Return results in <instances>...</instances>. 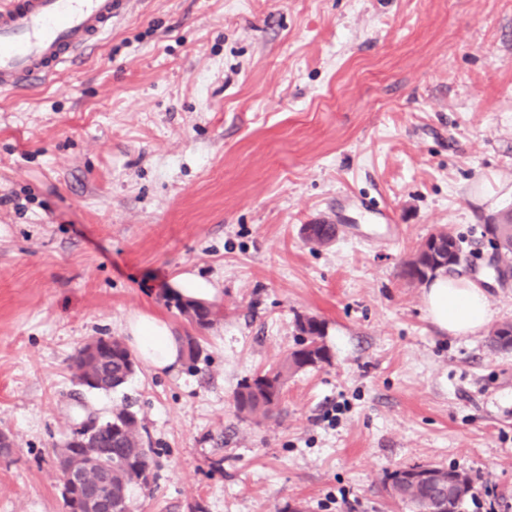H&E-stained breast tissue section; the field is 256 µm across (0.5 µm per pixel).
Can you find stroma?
<instances>
[{
  "label": "stroma",
  "mask_w": 512,
  "mask_h": 512,
  "mask_svg": "<svg viewBox=\"0 0 512 512\" xmlns=\"http://www.w3.org/2000/svg\"><path fill=\"white\" fill-rule=\"evenodd\" d=\"M3 195L0 512H67L57 448L126 395L155 475L134 512H403L381 479L417 464L512 512V351L488 343L512 280L481 235L512 211V0H129L80 67L0 94ZM438 227L487 280L469 336L401 275ZM182 273L219 290L200 333L163 298ZM141 312L201 359L77 386L74 351ZM300 315L330 363L239 413Z\"/></svg>",
  "instance_id": "stroma-1"
}]
</instances>
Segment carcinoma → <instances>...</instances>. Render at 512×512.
<instances>
[{"mask_svg": "<svg viewBox=\"0 0 512 512\" xmlns=\"http://www.w3.org/2000/svg\"><path fill=\"white\" fill-rule=\"evenodd\" d=\"M496 245L494 249L508 255L512 253V217L493 225ZM463 252L460 241L452 233L441 229L429 235L414 257L403 265L401 276L411 282H424L441 270H448L455 263L456 253ZM166 301L199 329L210 327L217 312L212 306L201 302L183 300L166 292ZM299 332V348L284 359L243 380L235 393L238 412L249 416H272L278 408L289 374L303 368H319L330 362V350L325 343V323L314 316H300L296 321ZM492 342L501 348H512V323L497 325L491 335ZM74 377L79 380L82 370L98 377L94 390L115 391L123 387L136 373L138 364L124 342L112 338V347L100 353L99 358L89 362L82 349L71 356ZM140 419L132 398L125 396L112 407V428H101L93 436L99 448L112 449V512H129L131 502L128 488L133 483L148 488L151 484V453L144 446L140 432ZM418 466L387 471L382 481L389 497L403 505L407 512H460L466 498L473 494L474 485L470 476L455 468H436L441 477L457 484L462 493L440 499L436 488L428 479L413 477Z\"/></svg>", "mask_w": 512, "mask_h": 512, "instance_id": "obj_1", "label": "carcinoma"}]
</instances>
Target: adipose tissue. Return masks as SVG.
<instances>
[{
    "label": "adipose tissue",
    "mask_w": 512,
    "mask_h": 512,
    "mask_svg": "<svg viewBox=\"0 0 512 512\" xmlns=\"http://www.w3.org/2000/svg\"><path fill=\"white\" fill-rule=\"evenodd\" d=\"M428 316L444 333L467 336L490 318L487 293L477 280L440 274L425 288ZM129 340L141 358L162 371L178 362L183 345L168 324L149 313L132 315L127 322Z\"/></svg>",
    "instance_id": "obj_1"
}]
</instances>
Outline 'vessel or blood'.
<instances>
[{
  "mask_svg": "<svg viewBox=\"0 0 512 512\" xmlns=\"http://www.w3.org/2000/svg\"><path fill=\"white\" fill-rule=\"evenodd\" d=\"M127 0H0V92L33 90L92 51Z\"/></svg>",
  "mask_w": 512,
  "mask_h": 512,
  "instance_id": "1",
  "label": "vessel or blood"
}]
</instances>
